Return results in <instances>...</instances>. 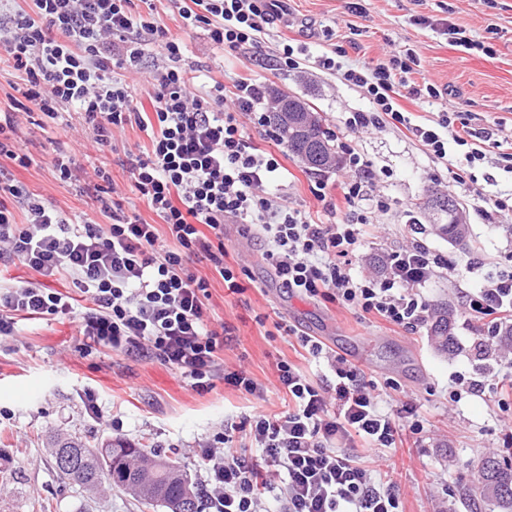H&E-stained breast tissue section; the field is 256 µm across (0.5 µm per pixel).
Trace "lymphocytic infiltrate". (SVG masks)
<instances>
[{"label": "lymphocytic infiltrate", "mask_w": 512, "mask_h": 512, "mask_svg": "<svg viewBox=\"0 0 512 512\" xmlns=\"http://www.w3.org/2000/svg\"><path fill=\"white\" fill-rule=\"evenodd\" d=\"M172 2L184 29L203 30L214 44L232 48L257 44L284 15L282 0ZM134 7V0H20L9 36H0V60L19 76L15 98L0 109V157L31 164L17 134L23 115L59 124L65 106H74L81 128L101 150L114 149L115 131L137 125L150 147L126 148L125 164L132 187L166 225L171 244L160 245L158 225L112 199V177L104 168L93 170V189L109 218L104 225L35 198L0 168V266L18 261L36 274L18 283L0 276V339L15 336L21 320L71 316L85 347L136 353L180 370L196 393L212 390L220 377L259 399L282 394L287 412L257 411L213 434L201 455L210 474L203 512H261L273 492L283 512H403L397 489L340 444L359 437L376 448H394L403 433L421 431L419 420L404 422L382 410L355 365L306 335L299 338L302 348L330 370L319 382L284 360L270 387L241 369L221 372L224 334L210 325V283L186 264L204 256L231 293H243L226 261L224 225L230 220L241 236L261 232L266 259L289 293L418 330L430 316L421 290L439 264L426 246L414 242L384 254L383 276L353 272L368 222L356 207L375 178L357 142L370 130L399 125L433 157L452 152L472 167L486 157L477 146L482 131L457 110L412 124L398 95L419 103L443 95L428 82L411 80L420 64L415 50L394 47L384 61L346 67V49L335 48L320 65L342 71L346 82L363 89L370 109L345 120L341 148L351 177L344 189L352 213L335 224L317 223L309 212L268 197L282 165L243 134L245 122L265 126L266 79L242 78L230 88L219 81L192 85L180 66V42ZM156 45L166 66L141 87L131 86L127 73ZM53 278L70 280L72 292L48 287ZM81 299L86 306L80 311ZM464 313L488 321L490 335L499 334L512 318V274L488 278L469 293Z\"/></svg>", "instance_id": "1"}]
</instances>
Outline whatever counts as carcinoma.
Instances as JSON below:
<instances>
[{"mask_svg":"<svg viewBox=\"0 0 512 512\" xmlns=\"http://www.w3.org/2000/svg\"><path fill=\"white\" fill-rule=\"evenodd\" d=\"M309 127L321 148L320 156H307L303 152L302 135L283 123L276 115L273 122L278 126V140L301 159L308 167L325 169V153L335 150L332 139L323 128L321 120L309 104H304ZM445 219L434 225L435 231L449 241L461 245L469 241V225L453 223L448 212H441ZM451 323L448 311L442 310L431 325V336L438 350L448 352L453 347L450 336ZM56 471L67 467L80 476L77 486L85 493L93 494L108 483L112 487L132 493L147 509L164 507L167 512H202V494L170 458L142 444L137 446L122 439L108 440L92 447L82 439L72 436L51 435L47 438ZM496 504L501 512H512V461L495 456L485 458L479 470L478 486L465 493L467 506L474 507L479 501Z\"/></svg>","mask_w":512,"mask_h":512,"instance_id":"obj_1","label":"carcinoma"}]
</instances>
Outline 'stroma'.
<instances>
[{
    "instance_id": "35a3bbf8",
    "label": "stroma",
    "mask_w": 512,
    "mask_h": 512,
    "mask_svg": "<svg viewBox=\"0 0 512 512\" xmlns=\"http://www.w3.org/2000/svg\"><path fill=\"white\" fill-rule=\"evenodd\" d=\"M360 2L363 12L355 15L349 0H285L287 22L270 26L259 46L234 49L215 45L204 31L184 30L170 0H155L151 19L184 43L180 65L195 85L213 80L229 85L247 74L265 77L310 104L338 138L347 133L349 113L368 111L369 102L341 72L321 67L320 57L342 45L349 49L346 64L360 66L384 59L394 46L414 49L420 67L413 80H428L445 91L435 102L409 105L414 121L437 119L445 109L461 110L472 114L474 128L503 142L512 140V0ZM418 16L429 18V25L415 24ZM442 19L477 41V48L453 45L436 27ZM286 40L304 49L301 72L273 67ZM486 45L492 55L483 53ZM18 135L34 162L11 171L36 198L67 214L84 213L95 223H107L84 182H64L55 175L52 158L70 151L85 170L103 167L110 172L125 210L158 223L147 202L131 191L122 164L124 146L146 140L138 128L118 132L113 152L98 150L90 133L81 129L45 131L26 118ZM358 148L375 174L373 195L384 197L390 208L365 227L356 272L374 275L376 257L413 240L425 244L443 265L423 295L430 309L444 307L452 313L453 352L438 351L428 327L393 332L322 298L288 295L263 258L264 241L242 237L232 226L224 231V245L240 259L244 293L226 290L205 258L193 259L187 269L209 279L211 319L231 330L224 368L245 369L265 383L284 359L316 382L327 368L308 356L297 335L322 341L362 370L383 408L414 406L423 425L420 434H407L397 450L375 449L357 438L347 443V452L397 485L404 512H434L441 501L447 512H467L462 493L476 485L482 459L512 454V366L499 361L500 344L494 339L485 359L475 357L473 343L485 337L486 325L460 311L466 292L488 277L512 273V233L503 228L507 218L480 199L484 193L512 192V174L502 170L497 149L490 147L474 169L475 180L456 179L446 161L433 158L410 132L392 125L363 134ZM283 165L272 192L318 222L331 224L348 215L344 168L313 171L293 155ZM317 180L326 181L335 212H325L314 198L311 187ZM431 187L464 206L471 228L468 250L432 229L424 209ZM459 377L485 382L487 388L478 396L451 399L452 382ZM87 386L97 390L98 413H91L83 395ZM287 409L281 396H245L220 379L200 395L181 371L103 347L86 348L69 317L22 321L17 336L0 343V512H40L44 503L49 512H147L119 489L105 485L88 496L62 482L46 446L48 435L77 434L92 443L109 437L142 442L176 460L189 480L202 487L209 472L201 450L216 431L256 410L279 414Z\"/></svg>"
}]
</instances>
